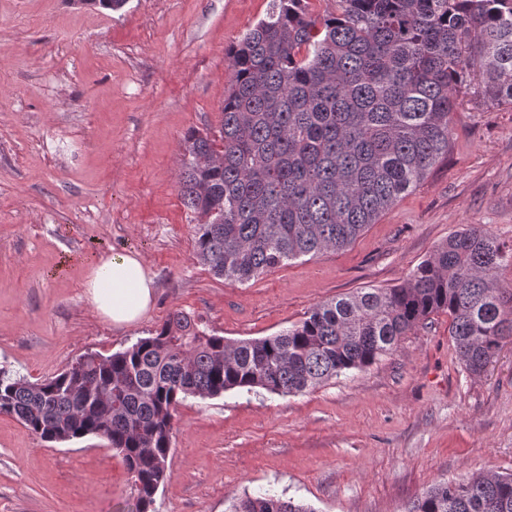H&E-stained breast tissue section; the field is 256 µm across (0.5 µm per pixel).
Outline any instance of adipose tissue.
Returning <instances> with one entry per match:
<instances>
[{
  "label": "adipose tissue",
  "mask_w": 512,
  "mask_h": 512,
  "mask_svg": "<svg viewBox=\"0 0 512 512\" xmlns=\"http://www.w3.org/2000/svg\"><path fill=\"white\" fill-rule=\"evenodd\" d=\"M84 294L95 311L113 327L139 322L154 303V281L140 254L95 251L85 256Z\"/></svg>",
  "instance_id": "ef3b65f1"
}]
</instances>
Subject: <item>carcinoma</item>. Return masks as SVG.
Masks as SVG:
<instances>
[{
    "label": "carcinoma",
    "instance_id": "1",
    "mask_svg": "<svg viewBox=\"0 0 512 512\" xmlns=\"http://www.w3.org/2000/svg\"><path fill=\"white\" fill-rule=\"evenodd\" d=\"M233 81L218 129L188 130L178 192L196 255L247 283L304 256L340 250L448 156L451 114L467 78L512 105V0H271L228 49ZM505 246L480 226L437 246L400 285L316 305L280 333L229 342L181 311L155 335L32 382L0 369V414L47 442L107 441L149 512L169 477L174 411L188 396L315 389L389 353L446 313L466 370L479 375L512 338ZM231 512H314L275 494ZM407 512H512V475H472L427 489Z\"/></svg>",
    "mask_w": 512,
    "mask_h": 512
}]
</instances>
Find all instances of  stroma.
Segmentation results:
<instances>
[{
  "label": "stroma",
  "instance_id": "obj_1",
  "mask_svg": "<svg viewBox=\"0 0 512 512\" xmlns=\"http://www.w3.org/2000/svg\"><path fill=\"white\" fill-rule=\"evenodd\" d=\"M269 0H0V368L44 380L187 313L228 341L273 336L358 288L401 284L469 225L512 244V108L460 96L452 148L350 246L241 284L196 256L178 194L187 130L218 126L225 53ZM139 252L148 315L104 322L84 296L92 250ZM440 313L364 370L291 396L190 397L174 416L155 512H229L270 492L315 512H405L426 489L512 473V339L469 375ZM105 440L46 442L0 414V512H136Z\"/></svg>",
  "mask_w": 512,
  "mask_h": 512
}]
</instances>
